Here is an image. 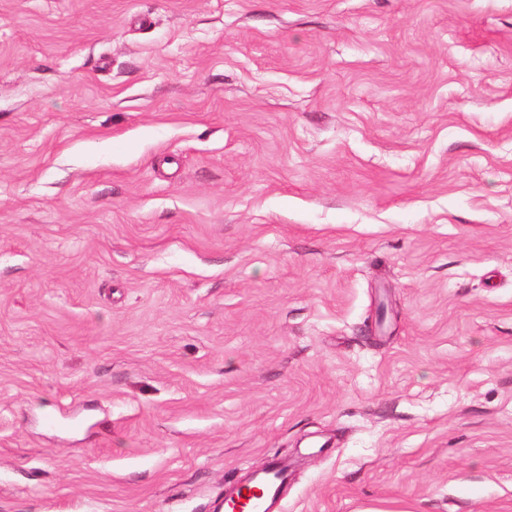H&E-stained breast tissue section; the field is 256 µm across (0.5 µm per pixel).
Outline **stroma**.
I'll return each mask as SVG.
<instances>
[{
  "label": "stroma",
  "instance_id": "35a3bbf8",
  "mask_svg": "<svg viewBox=\"0 0 512 512\" xmlns=\"http://www.w3.org/2000/svg\"><path fill=\"white\" fill-rule=\"evenodd\" d=\"M272 458L512 512V0H0V512Z\"/></svg>",
  "mask_w": 512,
  "mask_h": 512
}]
</instances>
